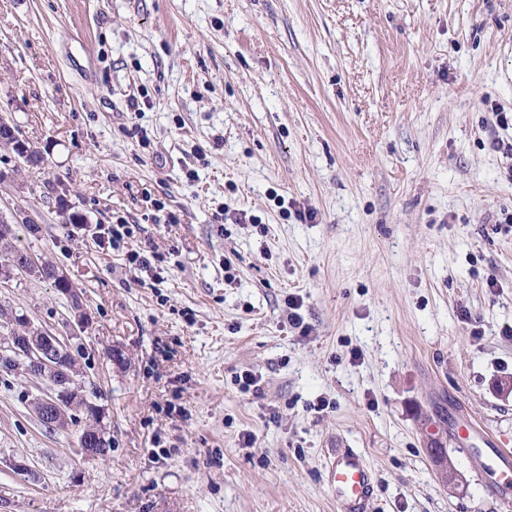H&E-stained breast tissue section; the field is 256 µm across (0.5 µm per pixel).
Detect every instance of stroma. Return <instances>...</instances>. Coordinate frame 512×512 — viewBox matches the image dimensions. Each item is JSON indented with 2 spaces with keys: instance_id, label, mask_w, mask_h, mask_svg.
<instances>
[{
  "instance_id": "obj_1",
  "label": "stroma",
  "mask_w": 512,
  "mask_h": 512,
  "mask_svg": "<svg viewBox=\"0 0 512 512\" xmlns=\"http://www.w3.org/2000/svg\"><path fill=\"white\" fill-rule=\"evenodd\" d=\"M499 110L512 0H0V117L43 157L0 145V219L90 322L17 272L0 306L66 342L112 446L81 457L85 411L45 427L50 388L0 369V512H337L338 448L374 470L368 512H512L447 439L463 415L512 440ZM427 449L433 459L435 466L437 467L436 470L442 484L448 489L455 488V486L458 485V482L460 481V476L450 458L448 456L442 457V454L439 453V448H432L431 446Z\"/></svg>"
}]
</instances>
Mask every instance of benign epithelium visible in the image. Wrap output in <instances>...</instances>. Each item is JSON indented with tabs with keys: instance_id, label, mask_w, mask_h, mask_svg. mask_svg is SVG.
I'll list each match as a JSON object with an SVG mask.
<instances>
[{
	"instance_id": "7a95c632",
	"label": "benign epithelium",
	"mask_w": 512,
	"mask_h": 512,
	"mask_svg": "<svg viewBox=\"0 0 512 512\" xmlns=\"http://www.w3.org/2000/svg\"><path fill=\"white\" fill-rule=\"evenodd\" d=\"M66 353L67 349L58 337L36 328L30 335L21 337L18 343L0 350V367L22 369L31 376L66 378ZM68 412L66 400L53 396L43 399L35 410L42 424L50 428H57L67 421ZM428 451L442 484L449 489L458 485L460 476L450 458L441 456L437 448L430 447Z\"/></svg>"
}]
</instances>
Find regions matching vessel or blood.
<instances>
[{
	"instance_id": "obj_1",
	"label": "vessel or blood",
	"mask_w": 512,
	"mask_h": 512,
	"mask_svg": "<svg viewBox=\"0 0 512 512\" xmlns=\"http://www.w3.org/2000/svg\"><path fill=\"white\" fill-rule=\"evenodd\" d=\"M474 437L490 451L489 463L496 475L489 486L490 493L504 498L512 496V448L473 422L466 425L464 433L454 435L453 441L466 451ZM328 473L338 512H367L373 493V473L364 455L354 448L341 449L330 461Z\"/></svg>"
}]
</instances>
